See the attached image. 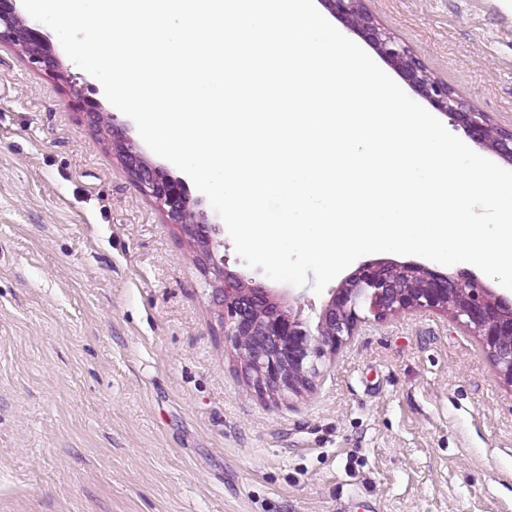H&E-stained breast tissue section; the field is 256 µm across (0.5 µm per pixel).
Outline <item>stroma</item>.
<instances>
[{"instance_id":"stroma-1","label":"stroma","mask_w":512,"mask_h":512,"mask_svg":"<svg viewBox=\"0 0 512 512\" xmlns=\"http://www.w3.org/2000/svg\"><path fill=\"white\" fill-rule=\"evenodd\" d=\"M512 130V0H364ZM0 43V512H512V386L432 311L366 318L259 392L192 247L112 150L100 82ZM78 83L102 115L90 125ZM308 321L326 297L246 267Z\"/></svg>"}]
</instances>
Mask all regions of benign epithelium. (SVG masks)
Listing matches in <instances>:
<instances>
[{
    "instance_id": "benign-epithelium-1",
    "label": "benign epithelium",
    "mask_w": 512,
    "mask_h": 512,
    "mask_svg": "<svg viewBox=\"0 0 512 512\" xmlns=\"http://www.w3.org/2000/svg\"><path fill=\"white\" fill-rule=\"evenodd\" d=\"M321 3L346 28L365 38L433 109L463 127L474 142L512 163V130H502L484 113L466 108L448 84L431 77L405 44L377 26L363 0ZM0 41L20 47L37 63L58 66L49 43L18 14L15 0H0ZM111 127L112 145L125 168L193 244L201 270L217 282L213 299L224 315V335L259 390H314L318 362L355 335L364 321L360 316L364 306L378 320L405 312H445L478 338L497 373L512 384V299L478 276L468 271L445 275L411 262H366L330 290L312 326L271 289L228 269L221 255L220 225L210 222L202 200L191 195L183 181L152 165L121 125L114 122Z\"/></svg>"
}]
</instances>
